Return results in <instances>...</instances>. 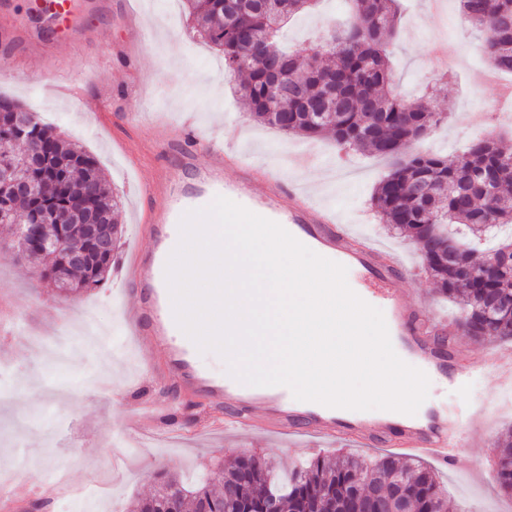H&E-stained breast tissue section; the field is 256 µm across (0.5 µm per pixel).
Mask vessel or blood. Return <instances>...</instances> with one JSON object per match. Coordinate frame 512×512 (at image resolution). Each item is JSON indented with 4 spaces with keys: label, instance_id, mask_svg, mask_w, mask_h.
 Masks as SVG:
<instances>
[{
    "label": "vessel or blood",
    "instance_id": "1",
    "mask_svg": "<svg viewBox=\"0 0 512 512\" xmlns=\"http://www.w3.org/2000/svg\"><path fill=\"white\" fill-rule=\"evenodd\" d=\"M167 146L178 155L177 163L156 162L144 169L140 179L146 202L143 222L150 230L154 247L134 249L125 282L137 295L135 305L124 308V319L134 326L137 344L161 350L158 379L175 380L180 390L201 398L214 412L232 416L235 429L288 436L309 435L323 441H344L357 446L383 445L400 453L421 455L440 461L456 458L464 429L484 425L486 412H470L460 422L456 406L433 403L421 415L403 417L389 412L367 416L341 408L294 398L285 386H249L231 374H217L196 358L195 343L177 325L173 301L166 282V267L180 237L185 208L176 195L181 166L193 167L209 191L203 203L223 196L255 214L272 220L302 244L317 249L324 258L347 269V281L365 287L371 304L384 312L396 354L416 365L427 376L446 380L449 390L464 383L462 374H449L452 354L437 346V329L425 309L404 294L401 284L406 264L392 249L339 224L329 209L301 193H289L278 179L260 175L258 169L232 149L206 141L198 129L183 123ZM238 170L234 181L224 179L225 162ZM291 194L288 211H280L278 199ZM496 370L502 383H512V351L480 352L469 367Z\"/></svg>",
    "mask_w": 512,
    "mask_h": 512
}]
</instances>
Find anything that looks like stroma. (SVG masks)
<instances>
[{
  "label": "stroma",
  "mask_w": 512,
  "mask_h": 512,
  "mask_svg": "<svg viewBox=\"0 0 512 512\" xmlns=\"http://www.w3.org/2000/svg\"><path fill=\"white\" fill-rule=\"evenodd\" d=\"M37 6V0H0V68L33 73L47 88L34 94L23 83L0 79V97L26 108L39 104L43 122L97 159L111 188L124 195L118 215L123 235L108 283L69 297L40 280L31 264L0 250V386L13 391L12 403L0 404V430L11 437L0 444V471L12 473L0 482V505L22 512L37 502L40 512H76L95 475L105 485L92 512H136L137 502L154 493L159 474L215 484L225 462L243 452L286 470L319 454L335 456L340 448L370 459L383 454L380 446L359 450L308 436L206 425L200 399L149 380L150 359L129 335L122 308L131 298L124 287L127 258L134 248L151 245L141 227L133 150L188 120L216 140L225 127H236L234 151L309 189L340 224L402 253L410 268L404 292L436 320L453 324L458 304L439 296L417 245L380 224L371 206L391 160L346 152L329 137L285 135L252 121L237 80L226 76L222 55L201 39L184 0H80L74 20L52 37L42 29ZM345 18L343 0H316L289 21L280 40L287 47L305 43ZM482 41V33L462 20L458 0H404L394 79L408 96L435 88L436 104L448 116L428 131L421 149L453 161L470 142L488 138L512 151V100L500 96L512 86V73L491 65ZM76 74L85 86L73 96L62 86ZM104 98L111 103L107 117L99 112ZM88 316L107 333L111 362L79 353L57 368L31 351V344L77 329ZM94 365L104 387L84 384ZM452 399L463 407L487 405L490 417L478 431L482 446L460 448L458 462L431 463L447 491L448 512H512V498L492 476L498 438L512 427V385L500 384L490 371L470 377ZM51 467L62 475L46 489L40 474Z\"/></svg>",
  "instance_id": "35a3bbf8"
}]
</instances>
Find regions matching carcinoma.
<instances>
[{
  "instance_id": "cac0c4a2",
  "label": "carcinoma",
  "mask_w": 512,
  "mask_h": 512,
  "mask_svg": "<svg viewBox=\"0 0 512 512\" xmlns=\"http://www.w3.org/2000/svg\"><path fill=\"white\" fill-rule=\"evenodd\" d=\"M198 32L224 55L225 73L245 75L240 95L253 121L287 135H331L336 144L393 160L391 171L376 187L372 204L380 223L411 237L420 247L425 271L440 295L461 307L458 326L477 344L512 339V308L491 306L486 297L512 298V263L491 260L512 242L485 250L482 237L512 224V202L504 194L512 185V153L490 139L471 142L455 163L415 148L434 125L446 118L435 94L402 96L394 85L387 47L397 33V0H346L350 21L319 41L293 51L277 47L281 23L304 12L313 0H186ZM464 22L484 31L483 51L491 64L512 72V0H460ZM46 164L34 176L55 182L45 201L67 215L72 230L63 245H75L80 216L71 200L85 170L98 164L81 148L65 142L50 126L34 134ZM96 205L117 213L119 193L98 175ZM41 204L24 202L13 209L14 224L36 220ZM462 253L450 256L448 245ZM38 277L53 281L56 260L45 261ZM112 258L86 269L76 268L75 290L101 288L108 281ZM496 482L512 496V428L501 437ZM387 488L403 512H447V497L437 474L425 464L403 467L393 456L367 460L340 455L309 459L281 470L257 454L229 460L224 482L186 486L171 475L159 477L157 492L143 499L139 512H163L170 501L194 512H264L277 497L280 512H363L367 491Z\"/></svg>"
}]
</instances>
